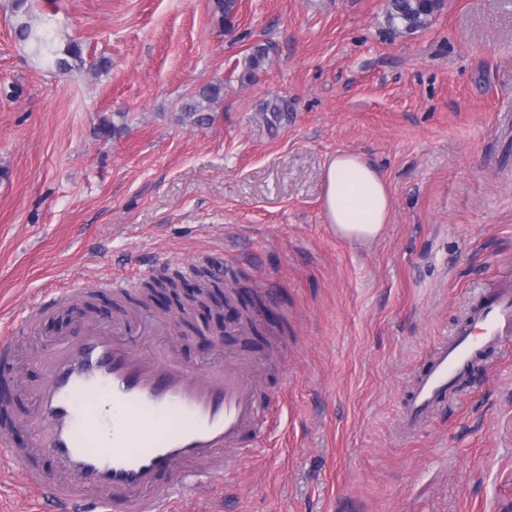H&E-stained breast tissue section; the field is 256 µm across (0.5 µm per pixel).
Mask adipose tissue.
<instances>
[{"instance_id":"1","label":"adipose tissue","mask_w":512,"mask_h":512,"mask_svg":"<svg viewBox=\"0 0 512 512\" xmlns=\"http://www.w3.org/2000/svg\"><path fill=\"white\" fill-rule=\"evenodd\" d=\"M391 209L388 182L371 161L346 151L329 159L323 172L322 211L339 239L362 245L376 241Z\"/></svg>"}]
</instances>
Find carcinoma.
I'll return each mask as SVG.
<instances>
[{
  "label": "carcinoma",
  "instance_id": "carcinoma-1",
  "mask_svg": "<svg viewBox=\"0 0 512 512\" xmlns=\"http://www.w3.org/2000/svg\"><path fill=\"white\" fill-rule=\"evenodd\" d=\"M439 0H390L388 20L391 24H400L408 30L421 28L427 24L439 8ZM238 0H215V12L219 21L227 26L233 25ZM15 15L23 18L15 29L18 40L29 45L32 54L46 60L55 70L66 74L83 65L82 49L77 43H70L61 49L55 45L54 36L45 27V23H34L29 19L30 5L27 0H14ZM269 57L268 48L256 45L246 57L244 71L238 75L242 83H249L256 73L263 69ZM224 98V83L215 82L204 85L199 92L182 106V120L194 125H204L212 121V105ZM265 124L277 128L288 122V101L280 98L263 103L260 108Z\"/></svg>",
  "mask_w": 512,
  "mask_h": 512
}]
</instances>
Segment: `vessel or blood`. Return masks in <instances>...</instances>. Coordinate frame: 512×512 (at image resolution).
<instances>
[{"label":"vessel or blood","mask_w":512,"mask_h":512,"mask_svg":"<svg viewBox=\"0 0 512 512\" xmlns=\"http://www.w3.org/2000/svg\"><path fill=\"white\" fill-rule=\"evenodd\" d=\"M58 288L32 302L28 315L68 302ZM512 338V276L494 282L444 337L410 382L401 410L416 432L459 387L485 350ZM45 378L20 423L32 447L16 448L0 426V461L27 476L40 512H174L187 480L198 477L200 501L220 499L227 471L250 457L244 444L265 415L258 379L232 363L207 374L163 352L119 342L111 325L92 318L42 357ZM53 468L40 470L41 457Z\"/></svg>","instance_id":"vessel-or-blood-1"}]
</instances>
